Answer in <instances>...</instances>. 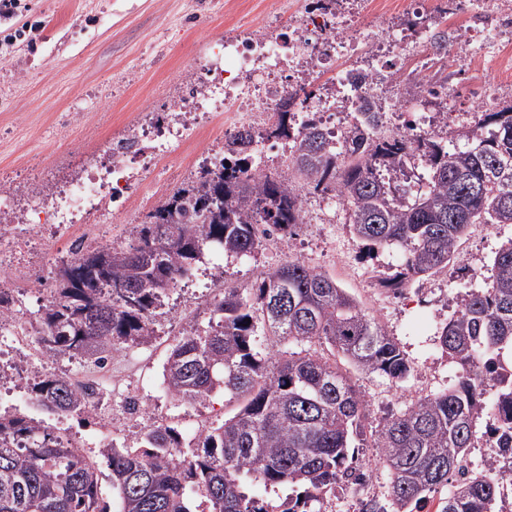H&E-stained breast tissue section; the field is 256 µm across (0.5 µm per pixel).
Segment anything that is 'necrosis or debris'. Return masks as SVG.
Listing matches in <instances>:
<instances>
[{"label":"necrosis or debris","instance_id":"1","mask_svg":"<svg viewBox=\"0 0 512 512\" xmlns=\"http://www.w3.org/2000/svg\"><path fill=\"white\" fill-rule=\"evenodd\" d=\"M418 2L410 0L404 11L387 16L385 28H367L363 45L357 48L349 44L337 21L334 0H326L317 14L301 11L297 0H275L278 13L289 19L288 34L268 28L225 42L221 53L203 68L199 91L173 106L164 119L140 113L125 136L109 141L107 163L86 165L49 195L33 192L29 209L21 215L15 212L13 191L0 193V278L48 293L49 282L42 274L45 256L73 257L87 247L107 245L101 226L108 216L128 207L135 181L166 166L173 151L207 129L216 116H223L225 134L251 135L247 176L268 175L269 154L289 145L288 140L273 143L262 136L264 126L276 120L284 72L295 73L319 89L316 97L295 108L291 128L298 131L317 123L337 148H344L363 99L375 97L380 85L395 86L398 73L386 59L400 39L412 37L414 56L429 62L431 29L420 24ZM485 5L493 23L475 19L450 48V57H462L463 47L480 37L512 38V0H485ZM340 50L355 58V67L337 66ZM477 98L481 104L477 111L427 114L404 108L392 97L383 100L386 120L374 136L402 144L415 190H423L426 170L418 137L444 138L459 126L480 122L497 98L482 91Z\"/></svg>","mask_w":512,"mask_h":512}]
</instances>
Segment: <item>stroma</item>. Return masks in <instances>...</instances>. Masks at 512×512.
<instances>
[{
  "instance_id": "obj_1",
  "label": "stroma",
  "mask_w": 512,
  "mask_h": 512,
  "mask_svg": "<svg viewBox=\"0 0 512 512\" xmlns=\"http://www.w3.org/2000/svg\"><path fill=\"white\" fill-rule=\"evenodd\" d=\"M269 26L282 29L286 22L272 14L268 0H20L12 18L0 19V179L33 160L53 176L68 174L72 155L88 141L121 136L136 113L165 111L171 97L194 92L199 69L224 41ZM430 75L458 84L455 106L471 110L476 104L472 86L512 80V46L472 43L465 68H452L438 58ZM202 148L195 142L177 149L167 166L136 184V206L115 227L119 238H127L180 185L192 169V156ZM301 193L308 223L294 233H278L276 241L251 258L206 251L193 286L171 290L158 308L152 343L124 348L112 357V369L125 376L130 391L152 407L158 421L177 423L185 442L193 440L190 421L222 422L234 405L220 393L203 405L167 395L163 364L178 341L170 322L205 329L218 289L227 283L249 287L260 272L291 256L335 277L418 367L396 384L350 370L351 381L368 403L366 430L381 428L423 393L447 389L459 374L435 344L434 334L467 294L482 286L495 251L512 238V224L471 225L454 263L430 280L410 284L394 299L368 274L398 264L400 254L387 249L365 254L349 233L342 201H331L329 194L310 187ZM340 251L347 258L343 266L334 260ZM116 404L113 395H106L96 415L84 420L43 412L26 386L0 390L1 411L70 434L92 456L112 433ZM353 465L371 470L373 485H347L320 500L321 512H364L373 500L386 505L389 476L376 449L368 444L356 449Z\"/></svg>"
}]
</instances>
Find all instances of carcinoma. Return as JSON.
I'll return each mask as SVG.
<instances>
[{"label": "carcinoma", "mask_w": 512, "mask_h": 512, "mask_svg": "<svg viewBox=\"0 0 512 512\" xmlns=\"http://www.w3.org/2000/svg\"><path fill=\"white\" fill-rule=\"evenodd\" d=\"M310 97L290 89L267 136L293 139L299 183L241 178L248 138L229 139L228 164L181 189L138 224L125 247L103 246L62 261L51 299L36 329L40 351L104 364L112 352L155 338L156 309L178 277L218 245L224 255L249 257L267 231L293 233L301 223L300 188L333 191L347 205L352 237L371 255L401 249L402 263L377 278L401 293L457 258L473 224H512V104L484 113L462 146L432 136L429 189L395 205L401 148L373 139L382 113L363 105L347 155L310 123L293 135L288 115ZM167 242L156 254L153 246ZM133 284L127 294L112 282ZM209 329L180 339L169 351L163 379L178 402L204 404L219 391L237 402L224 421L184 446L169 425L144 432L140 446L99 449L112 474L116 512H269L258 487L292 490L280 512H316L312 504L349 478L352 443L365 434L367 404L346 368L405 380L414 364L398 344L330 274L297 257L264 271L251 288L224 287ZM316 342L301 354L283 346ZM436 341L464 374L443 392L408 406L372 434L390 475L391 512L435 498L438 512H489L499 495L489 465L448 487L478 442L476 421L489 410L503 448H512V239L495 252L485 287L437 329ZM33 398L55 414L90 412L92 394L67 378L38 373ZM0 512H108L99 497L97 462L61 434L22 415L0 414Z\"/></svg>", "instance_id": "1"}]
</instances>
